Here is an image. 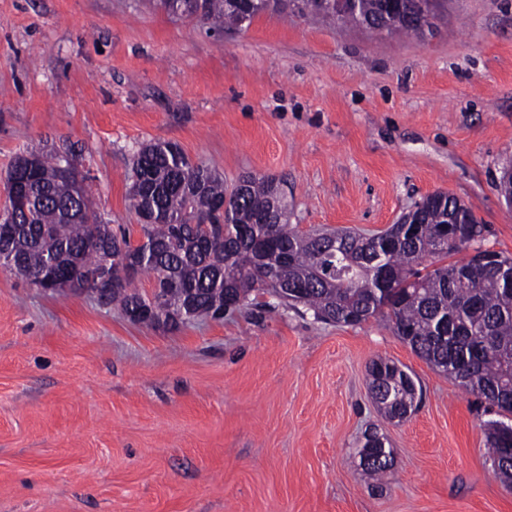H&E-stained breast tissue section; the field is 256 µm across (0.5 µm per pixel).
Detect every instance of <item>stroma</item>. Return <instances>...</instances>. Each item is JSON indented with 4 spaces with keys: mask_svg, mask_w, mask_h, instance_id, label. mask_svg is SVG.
<instances>
[{
    "mask_svg": "<svg viewBox=\"0 0 512 512\" xmlns=\"http://www.w3.org/2000/svg\"><path fill=\"white\" fill-rule=\"evenodd\" d=\"M178 144L233 185L278 179L288 220L369 233L442 191L512 256V0H447L435 38L278 12L209 31L156 0H0V214L25 152L69 157L107 224L137 228L131 163ZM385 358L422 399L382 422ZM494 410L381 317L281 306L177 328L0 271V512H512ZM380 426L384 487L359 464ZM488 442L491 449V461L496 478L503 483L512 484V424L489 421L487 423ZM510 463L507 464V457Z\"/></svg>",
    "mask_w": 512,
    "mask_h": 512,
    "instance_id": "stroma-1",
    "label": "stroma"
}]
</instances>
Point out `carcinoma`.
Returning a JSON list of instances; mask_svg holds the SVG:
<instances>
[{
  "mask_svg": "<svg viewBox=\"0 0 512 512\" xmlns=\"http://www.w3.org/2000/svg\"><path fill=\"white\" fill-rule=\"evenodd\" d=\"M294 14L306 19H331L338 28L367 27L377 34L423 37L422 19L433 0H331L327 13L299 0ZM248 7L253 18L280 9V0H203L198 20L215 32L239 25V11ZM31 170L24 185L32 204L26 213L11 210L1 225L9 231V246L20 266L19 275L38 276L50 263L66 272L74 268L77 287L87 267H100L112 256V269H131L149 278L164 277L161 291H140L135 278L98 296L124 314L150 304V323H165L178 308L193 304L195 316L213 309L247 305L277 289L279 304L302 306L313 319L357 325L381 316L394 333L436 371L454 378L468 393L501 412L512 414V283L499 272L475 269L474 259L439 264L462 250L443 244L444 225L459 199L436 192L407 213L408 224H395L372 235L348 230L303 231L288 223V203L273 179L244 176L231 191L211 168L189 163L169 142L140 148L132 161L130 199L149 247L131 240L122 229L112 231L91 212L83 181L63 175L57 157L30 154L17 157L8 172ZM227 205L222 214L213 204ZM466 243L483 248V226L463 224ZM99 239L102 249L86 243ZM370 391L382 417L403 421L417 407L420 389L414 378L385 359L369 368ZM488 442L493 472L512 484V424L490 421ZM377 481L384 480L392 461H360Z\"/></svg>",
  "mask_w": 512,
  "mask_h": 512,
  "instance_id": "1",
  "label": "carcinoma"
}]
</instances>
